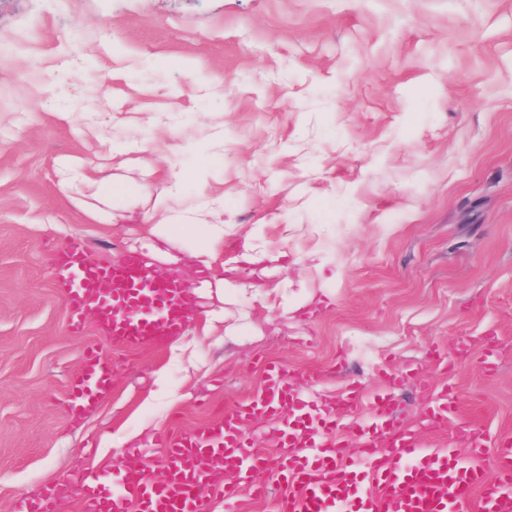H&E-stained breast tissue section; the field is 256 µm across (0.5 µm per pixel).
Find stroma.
Segmentation results:
<instances>
[{"label": "stroma", "instance_id": "1", "mask_svg": "<svg viewBox=\"0 0 512 512\" xmlns=\"http://www.w3.org/2000/svg\"><path fill=\"white\" fill-rule=\"evenodd\" d=\"M72 52L110 125L43 108ZM217 125L223 151L189 148ZM148 139L157 170L113 160ZM171 163L224 186L214 274L231 286L201 285L190 247L155 260L199 285L185 331L116 352L111 393L72 415L68 380L107 341L71 334L53 255L148 257ZM252 232L278 257L264 277ZM262 359L310 375V409L394 377L396 418L428 447L478 435L491 460L512 442V0H0V512L53 485L79 512L85 471L132 448L156 468L172 421L219 420ZM443 382L459 411L435 429Z\"/></svg>", "mask_w": 512, "mask_h": 512}]
</instances>
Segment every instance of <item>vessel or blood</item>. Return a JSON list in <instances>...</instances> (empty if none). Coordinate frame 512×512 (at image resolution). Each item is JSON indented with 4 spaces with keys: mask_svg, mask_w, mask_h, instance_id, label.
<instances>
[{
    "mask_svg": "<svg viewBox=\"0 0 512 512\" xmlns=\"http://www.w3.org/2000/svg\"><path fill=\"white\" fill-rule=\"evenodd\" d=\"M54 281L63 296L73 334L94 319L110 351L87 348L71 378L68 407L81 414L112 388V349L145 350L179 335L193 313L187 284L158 275L140 256L118 264L89 259L84 244L60 251ZM263 384L247 399L225 410L218 423L173 429L161 439L162 471L151 477L142 452L126 453L121 490L112 493L91 474L84 479L80 512H209V499L242 495L275 498L278 512H462L478 499L480 512H512V447L503 446L494 464L480 449L461 453L448 447L423 448L392 421L395 402L379 393L370 402L368 424L349 415L364 396L351 386L340 410H306L298 373L284 364H261ZM457 400L444 388L432 400L427 420L447 423ZM273 422L267 453L255 448L250 424ZM276 476L277 491L257 482Z\"/></svg>",
    "mask_w": 512,
    "mask_h": 512,
    "instance_id": "obj_1",
    "label": "vessel or blood"
}]
</instances>
